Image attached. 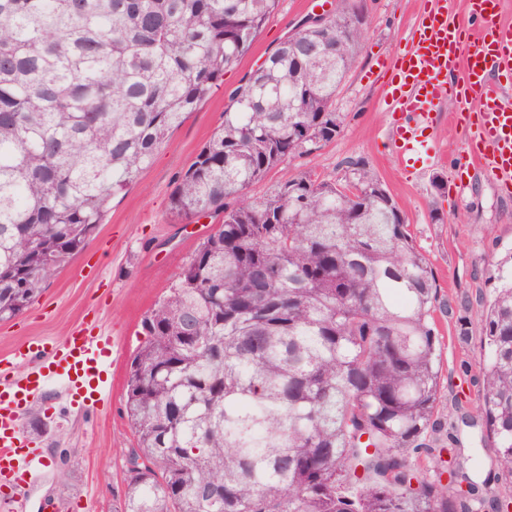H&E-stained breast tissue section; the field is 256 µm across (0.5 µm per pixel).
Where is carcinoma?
Wrapping results in <instances>:
<instances>
[{"instance_id":"1","label":"carcinoma","mask_w":512,"mask_h":512,"mask_svg":"<svg viewBox=\"0 0 512 512\" xmlns=\"http://www.w3.org/2000/svg\"><path fill=\"white\" fill-rule=\"evenodd\" d=\"M280 0H0V322L22 314L112 200L251 49ZM288 41L230 94L224 124L169 196L182 224L221 218L142 321L126 414L143 459L121 512H484L512 479V254L482 318L476 418L495 447L447 484L414 453L440 397L429 259L361 159L252 201L272 168L336 138L360 51ZM418 487L411 488V480Z\"/></svg>"}]
</instances>
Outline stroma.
Returning <instances> with one entry per match:
<instances>
[{"label": "stroma", "instance_id": "35a3bbf8", "mask_svg": "<svg viewBox=\"0 0 512 512\" xmlns=\"http://www.w3.org/2000/svg\"><path fill=\"white\" fill-rule=\"evenodd\" d=\"M426 0H360L366 24L357 61L336 98L341 130L310 153L274 168L248 195L259 200L278 184L303 173L342 182L346 162L363 159L402 210L429 259L441 298L452 313L437 314L441 398L445 427L440 444L477 453L490 468L494 446L483 428L462 424L474 412L485 358L481 313L502 257L512 251V195L493 176L473 166L459 171L446 159L459 135L440 103L432 136L442 157L420 174L398 171L385 147L389 119L383 85L397 53L422 17ZM344 0H281L250 52L225 73L224 82L173 132L155 161L128 191L114 199L103 224L84 251L65 264L23 314L0 323V355H13L33 337L63 340L94 319L114 339L109 363L111 392L93 413H80L47 388L25 418L26 433L41 448L38 477L25 490L26 512H47L50 502H79L88 512H119L127 452L136 439L125 410L130 361L144 342L141 323L167 294L183 262L220 221L202 217L171 223L167 214L175 177L185 171L224 121L230 93L241 80L313 14L334 16Z\"/></svg>", "mask_w": 512, "mask_h": 512}]
</instances>
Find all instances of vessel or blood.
Wrapping results in <instances>:
<instances>
[{"label":"vessel or blood","instance_id":"b4317fda","mask_svg":"<svg viewBox=\"0 0 512 512\" xmlns=\"http://www.w3.org/2000/svg\"><path fill=\"white\" fill-rule=\"evenodd\" d=\"M430 7L413 29L391 71L384 97L398 169L414 173L434 162L439 150L430 135L441 98L453 97L452 122L463 136L461 156L495 174L503 191L512 190V99L491 73L512 78V24L498 22L501 0H468L465 16L449 20L447 0ZM112 339L93 321L63 342L27 340L18 358L28 362L16 374L14 360L0 358V482L12 497L0 500V512H24L21 491L33 477L23 426L29 399L48 383L62 379L64 394L81 411L96 410L108 395L104 362Z\"/></svg>","mask_w":512,"mask_h":512}]
</instances>
